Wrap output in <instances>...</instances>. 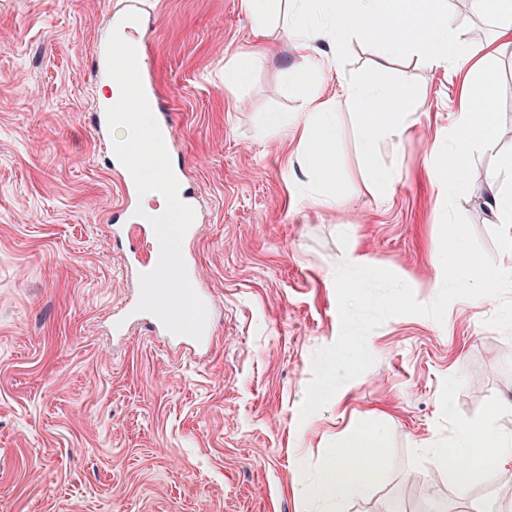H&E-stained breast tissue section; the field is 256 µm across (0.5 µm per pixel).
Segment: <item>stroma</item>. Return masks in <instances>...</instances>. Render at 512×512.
<instances>
[{"mask_svg": "<svg viewBox=\"0 0 512 512\" xmlns=\"http://www.w3.org/2000/svg\"><path fill=\"white\" fill-rule=\"evenodd\" d=\"M150 73L172 114L170 155L200 200L188 252L216 305L207 351L176 352L144 329L117 340L112 311L132 298L124 246L109 218L122 199L88 116L92 52L126 0H0V512H313L302 477L366 423L378 481L345 512H501L512 463L455 489L421 442L453 444L492 424L512 439V337L487 327L486 298L458 299L443 322L395 316L367 346L375 364L325 408L300 419L312 356L340 332L336 267L358 254L403 279L417 301L439 293L442 205L426 176L446 135L461 79L415 55L377 71L379 47L347 43L319 80L336 98L337 202L304 198L294 146L270 134L271 112L296 116L305 92L283 76L301 61L272 17L274 52L247 83L224 67L251 44L241 0H141ZM414 87L403 138L375 144L399 179L363 188L359 114L340 79ZM503 138L468 159L474 184L458 207L484 250L503 262L502 225L483 205L485 177L512 153V55L493 63Z\"/></svg>", "mask_w": 512, "mask_h": 512, "instance_id": "stroma-1", "label": "stroma"}]
</instances>
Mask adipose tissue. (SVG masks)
<instances>
[{"label":"adipose tissue","instance_id":"1","mask_svg":"<svg viewBox=\"0 0 512 512\" xmlns=\"http://www.w3.org/2000/svg\"><path fill=\"white\" fill-rule=\"evenodd\" d=\"M249 17L256 48L224 70L225 86L244 83L256 63L265 55L275 0H241ZM473 12L495 20L496 38L485 46H476L455 27L448 12V0H289L292 21L286 32L293 53L304 68L286 72L289 83L307 85L308 76L332 70L343 41L358 37L376 42L381 48L376 67L385 70L393 56L412 51L432 68L452 70L463 75L464 96L453 114L447 137L433 142L429 151V181L439 198L449 199L467 193L470 181L466 165L477 146L502 137L494 121L496 93L490 63L497 55L512 50V0H471ZM143 61L117 58L112 80L102 91L124 112L113 130L114 143L124 152L129 168L146 187L144 199L151 214L178 217L175 198L161 184L168 165L154 132V121L147 105L130 100V87ZM346 100L357 104L364 147L378 139L399 138L404 134L412 101L406 80L393 84L378 81L349 80L340 87ZM332 98L319 88H309L304 97L303 117L295 119L274 114L268 119L271 131H289L295 145L291 155L309 178L307 201L326 206L336 201V169L332 160L337 138V122ZM489 194L485 204L496 223L506 225L504 249L509 257L497 274L500 283H512V154L502 157L487 177ZM495 436L488 428H463L454 447L431 445L432 457L446 469L449 477L459 473L485 475L500 470L512 459V445H499L490 461L472 455L477 443H491ZM376 468L355 453L336 449L326 460L321 473L304 482L303 493L321 512H343L348 494L366 492L374 483Z\"/></svg>","mask_w":512,"mask_h":512}]
</instances>
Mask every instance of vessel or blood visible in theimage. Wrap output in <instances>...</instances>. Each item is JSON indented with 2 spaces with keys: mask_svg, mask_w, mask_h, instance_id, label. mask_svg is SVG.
I'll use <instances>...</instances> for the list:
<instances>
[{
  "mask_svg": "<svg viewBox=\"0 0 512 512\" xmlns=\"http://www.w3.org/2000/svg\"><path fill=\"white\" fill-rule=\"evenodd\" d=\"M94 131L104 148L107 163L120 178L124 198L118 232L148 238L152 250L148 256L131 253L126 266L136 275L139 291L112 319L115 335H126L130 327L141 326L151 334L171 342H192L203 347L213 334L214 303L200 288L192 266L183 259L185 246L197 235L193 224H145L137 203L139 185L128 175L120 156L112 151L114 113L109 102L95 100Z\"/></svg>",
  "mask_w": 512,
  "mask_h": 512,
  "instance_id": "1",
  "label": "vessel or blood"
}]
</instances>
